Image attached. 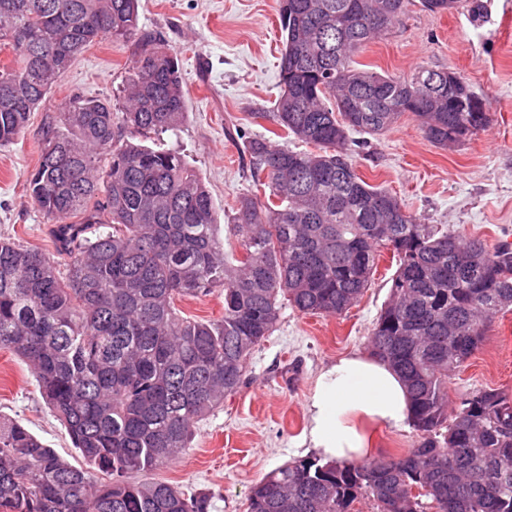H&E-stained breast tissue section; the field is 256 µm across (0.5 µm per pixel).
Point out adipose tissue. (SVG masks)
I'll list each match as a JSON object with an SVG mask.
<instances>
[{
    "label": "adipose tissue",
    "instance_id": "adipose-tissue-1",
    "mask_svg": "<svg viewBox=\"0 0 512 512\" xmlns=\"http://www.w3.org/2000/svg\"><path fill=\"white\" fill-rule=\"evenodd\" d=\"M307 413L305 437L327 462L369 456V426H407L412 408L404 381L388 362L350 354L321 371Z\"/></svg>",
    "mask_w": 512,
    "mask_h": 512
}]
</instances>
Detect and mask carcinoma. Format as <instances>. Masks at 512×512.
Here are the masks:
<instances>
[{
  "label": "carcinoma",
  "mask_w": 512,
  "mask_h": 512,
  "mask_svg": "<svg viewBox=\"0 0 512 512\" xmlns=\"http://www.w3.org/2000/svg\"><path fill=\"white\" fill-rule=\"evenodd\" d=\"M413 0H279L280 92L269 117L317 149L246 141L260 203L242 196L230 230L243 254L224 257L211 196L175 151L145 141L188 112L176 55L139 27L141 0H0V145L14 142L62 74L91 43L135 41L122 116L76 96L44 129L26 180L53 218L67 272L39 249L0 237V347L33 370L42 398L87 468L71 465L21 423L0 417V512H210L186 495L131 476L188 448L195 424L243 383L247 361L283 304L340 315L371 285L381 253L397 269L370 337L400 374L418 440L399 456L323 463L298 459L252 488L248 512H512V395L485 388L448 411V374L512 309V249L419 224L389 191L353 168L349 132L379 134L409 114L437 147L490 124L461 107L473 92L453 72L394 77L353 56L402 22ZM457 0H419L431 13ZM26 33L19 46L15 35ZM107 160L101 168V159ZM224 315L197 320L175 302L214 293Z\"/></svg>",
  "instance_id": "carcinoma-1"
}]
</instances>
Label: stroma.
Masks as SVG:
<instances>
[{
	"label": "stroma",
	"mask_w": 512,
	"mask_h": 512,
	"mask_svg": "<svg viewBox=\"0 0 512 512\" xmlns=\"http://www.w3.org/2000/svg\"><path fill=\"white\" fill-rule=\"evenodd\" d=\"M140 28L176 54L187 95L184 123L160 142L184 156L212 197L217 223L229 224L253 179L241 140L229 138L228 130L305 148L264 117L278 93V0H142ZM135 51L133 43L108 37L91 44L32 112L23 133L0 147V237L63 263L55 221L32 201L26 179L39 165L44 127L71 97L122 110ZM355 60L391 76L421 67L454 72L491 115L484 131L448 148L430 143L411 116L379 135L350 132V140L362 144L351 156L356 173L396 195L418 223L445 224L491 245L512 239V0H458L445 13L412 5L402 24ZM395 271L390 254H382L362 299L340 315H304L283 306L272 334L254 349L238 392L196 426L180 458L146 472V480L187 493L208 491L212 512H247L250 490L264 475L311 456L304 432L316 379L336 358L366 352ZM488 387L512 393V311L494 317L482 348L451 375L449 405ZM0 416L19 421L69 463L83 466L34 373L1 348Z\"/></svg>",
	"instance_id": "stroma-1"
}]
</instances>
